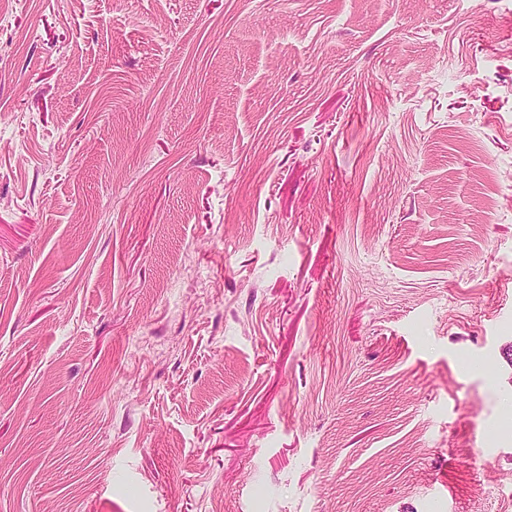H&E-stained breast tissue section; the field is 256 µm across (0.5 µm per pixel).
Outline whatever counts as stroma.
Returning a JSON list of instances; mask_svg holds the SVG:
<instances>
[{
  "label": "stroma",
  "instance_id": "35a3bbf8",
  "mask_svg": "<svg viewBox=\"0 0 512 512\" xmlns=\"http://www.w3.org/2000/svg\"><path fill=\"white\" fill-rule=\"evenodd\" d=\"M0 512H512V0L0 7Z\"/></svg>",
  "mask_w": 512,
  "mask_h": 512
}]
</instances>
